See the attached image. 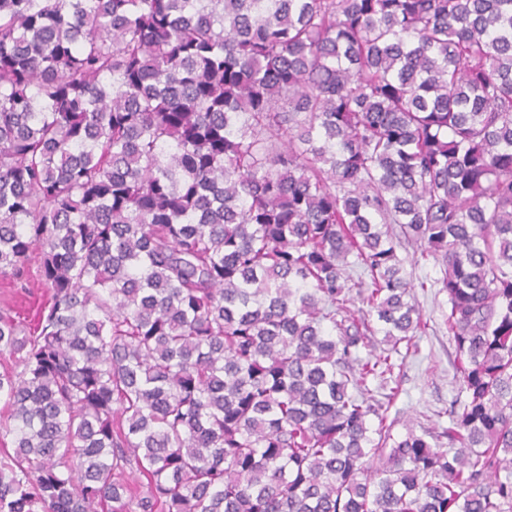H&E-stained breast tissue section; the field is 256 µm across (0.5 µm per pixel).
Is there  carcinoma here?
<instances>
[{"label": "carcinoma", "mask_w": 512, "mask_h": 512, "mask_svg": "<svg viewBox=\"0 0 512 512\" xmlns=\"http://www.w3.org/2000/svg\"><path fill=\"white\" fill-rule=\"evenodd\" d=\"M402 238L466 400L395 440ZM31 262L0 512H512V0H0V277Z\"/></svg>", "instance_id": "cac0c4a2"}]
</instances>
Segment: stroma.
<instances>
[{
    "instance_id": "obj_1",
    "label": "stroma",
    "mask_w": 512,
    "mask_h": 512,
    "mask_svg": "<svg viewBox=\"0 0 512 512\" xmlns=\"http://www.w3.org/2000/svg\"><path fill=\"white\" fill-rule=\"evenodd\" d=\"M416 250V245L407 244L399 254L427 328L415 336V351L400 359L388 381L389 387L397 391L387 412V419L392 424L391 433L397 439L410 430L419 433L426 428L447 426V411L452 401L462 395L455 368V343L448 334L446 323L448 296L435 284L440 276L438 266L431 262L415 263ZM46 300V291L37 277H30L25 285L0 278V305L10 304L13 316L30 319Z\"/></svg>"
}]
</instances>
